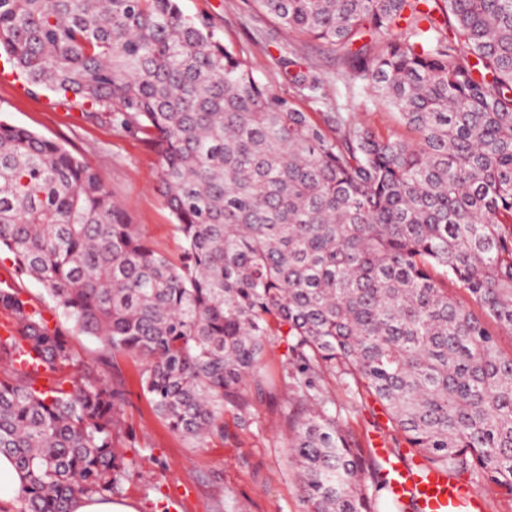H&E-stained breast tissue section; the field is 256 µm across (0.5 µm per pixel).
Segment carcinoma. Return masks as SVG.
Masks as SVG:
<instances>
[{
    "label": "carcinoma",
    "mask_w": 512,
    "mask_h": 512,
    "mask_svg": "<svg viewBox=\"0 0 512 512\" xmlns=\"http://www.w3.org/2000/svg\"><path fill=\"white\" fill-rule=\"evenodd\" d=\"M254 2L293 35L280 62L298 91L325 86L300 44L321 41L408 136L339 106L315 119L178 0H0L3 66L154 146L183 240L177 260L156 251L94 169L0 121V249L70 323L0 281L16 512H70L143 479L117 444L118 358L142 362V394L173 432L222 438L224 407L246 426L267 393L274 340L308 512H375L390 494L339 390L382 407L405 464L469 473L512 504V353L498 345L512 335V0ZM76 333L101 344L94 365Z\"/></svg>",
    "instance_id": "cac0c4a2"
}]
</instances>
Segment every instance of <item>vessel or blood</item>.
<instances>
[{
  "label": "vessel or blood",
  "mask_w": 512,
  "mask_h": 512,
  "mask_svg": "<svg viewBox=\"0 0 512 512\" xmlns=\"http://www.w3.org/2000/svg\"><path fill=\"white\" fill-rule=\"evenodd\" d=\"M376 452L390 461L386 477L392 494L411 501L416 512H459L464 504L478 507L477 496L455 484L447 473L411 470L391 462V450L382 441L378 442Z\"/></svg>",
  "instance_id": "1"
}]
</instances>
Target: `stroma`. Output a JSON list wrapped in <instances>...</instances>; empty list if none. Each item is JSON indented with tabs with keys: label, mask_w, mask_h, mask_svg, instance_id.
<instances>
[{
	"label": "stroma",
	"mask_w": 512,
	"mask_h": 512,
	"mask_svg": "<svg viewBox=\"0 0 512 512\" xmlns=\"http://www.w3.org/2000/svg\"><path fill=\"white\" fill-rule=\"evenodd\" d=\"M179 5L187 16L209 18L218 37L254 65L256 77L272 92L295 99L304 111H326V104L289 83L280 62L284 34L253 0H179ZM305 53L326 78L330 98L346 105L356 120L384 133L404 134L393 114L371 101L358 82L339 79L342 66L331 47L310 42ZM53 100L51 92L31 96L0 81V121L59 142L95 169L145 239L159 252L178 258L183 242L158 189L157 151L107 119L85 117L78 110L54 105ZM119 366L130 399L122 411L119 445L147 477L146 482L126 485L122 492L135 502L137 512H153L158 500L167 504L169 512H306L284 436L283 384H276L273 398L253 402L250 426H242L238 411L229 407L224 411L223 438L190 441L170 430L142 395L139 363L123 357ZM336 403L347 419V430L357 437L380 432L386 440L397 439L377 404L352 403L342 394Z\"/></svg>",
	"instance_id": "stroma-1"
}]
</instances>
